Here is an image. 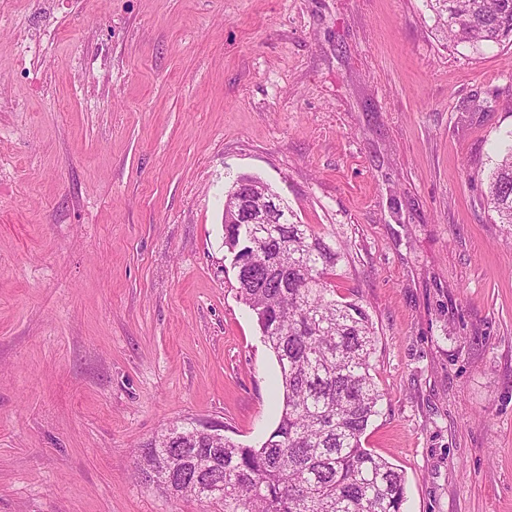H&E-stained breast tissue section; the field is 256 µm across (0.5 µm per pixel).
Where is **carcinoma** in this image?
<instances>
[{
	"instance_id": "carcinoma-1",
	"label": "carcinoma",
	"mask_w": 512,
	"mask_h": 512,
	"mask_svg": "<svg viewBox=\"0 0 512 512\" xmlns=\"http://www.w3.org/2000/svg\"><path fill=\"white\" fill-rule=\"evenodd\" d=\"M426 2L453 43L512 41V0ZM234 190L224 199V248L239 297L277 358L280 419L258 447L167 429L140 449L137 473L151 471L156 487L216 512H402L403 472L363 446L383 393L372 374L369 314L337 293L341 251L294 222L281 199L284 223L255 226L247 238L233 223ZM487 202L511 228L512 143L488 177Z\"/></svg>"
}]
</instances>
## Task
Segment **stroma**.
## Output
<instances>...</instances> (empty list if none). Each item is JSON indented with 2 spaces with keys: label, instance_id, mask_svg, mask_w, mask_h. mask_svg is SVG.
I'll return each mask as SVG.
<instances>
[{
  "label": "stroma",
  "instance_id": "obj_1",
  "mask_svg": "<svg viewBox=\"0 0 512 512\" xmlns=\"http://www.w3.org/2000/svg\"><path fill=\"white\" fill-rule=\"evenodd\" d=\"M0 80V512H212L138 450L275 428L224 257L242 175L343 253L403 512H512V233L485 199L512 46L450 45L425 0H14Z\"/></svg>",
  "mask_w": 512,
  "mask_h": 512
}]
</instances>
